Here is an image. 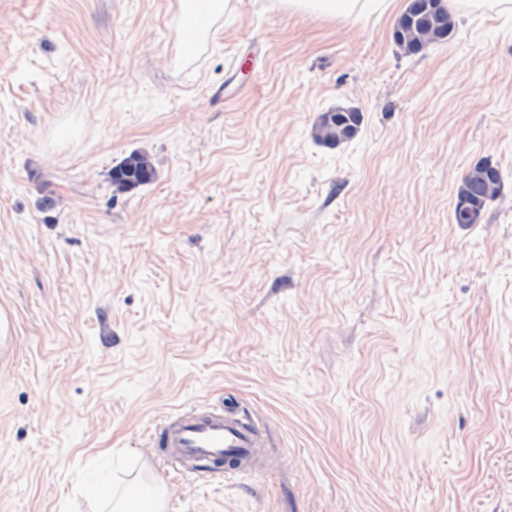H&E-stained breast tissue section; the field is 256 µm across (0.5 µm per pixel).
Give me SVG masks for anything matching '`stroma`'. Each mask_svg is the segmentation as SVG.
Returning <instances> with one entry per match:
<instances>
[{"mask_svg": "<svg viewBox=\"0 0 512 512\" xmlns=\"http://www.w3.org/2000/svg\"><path fill=\"white\" fill-rule=\"evenodd\" d=\"M405 5L229 0L193 45L180 0H0V512L127 472L168 512H512V13L407 57ZM482 157L503 191L456 224ZM190 407L250 417L260 468L164 461ZM288 8L296 12L323 17L351 16L363 13L368 0H287ZM155 175L150 158L145 154H132L112 171V183L118 190L144 185Z\"/></svg>", "mask_w": 512, "mask_h": 512, "instance_id": "stroma-1", "label": "stroma"}]
</instances>
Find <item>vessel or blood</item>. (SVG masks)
Returning a JSON list of instances; mask_svg holds the SVG:
<instances>
[{
  "label": "vessel or blood",
  "mask_w": 512,
  "mask_h": 512,
  "mask_svg": "<svg viewBox=\"0 0 512 512\" xmlns=\"http://www.w3.org/2000/svg\"><path fill=\"white\" fill-rule=\"evenodd\" d=\"M158 445L164 460L212 476L250 472L262 446L257 428L218 408H186L161 425Z\"/></svg>",
  "instance_id": "1"
}]
</instances>
